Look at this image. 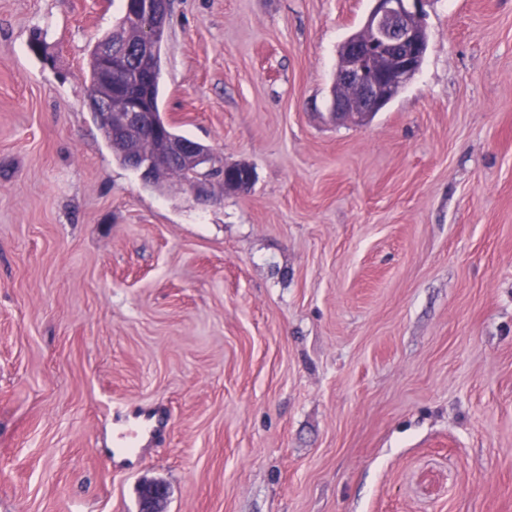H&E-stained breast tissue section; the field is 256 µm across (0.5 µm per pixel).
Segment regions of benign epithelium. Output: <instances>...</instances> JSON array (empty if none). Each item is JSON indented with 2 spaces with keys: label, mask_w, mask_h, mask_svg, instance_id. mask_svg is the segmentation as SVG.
<instances>
[{
  "label": "benign epithelium",
  "mask_w": 512,
  "mask_h": 512,
  "mask_svg": "<svg viewBox=\"0 0 512 512\" xmlns=\"http://www.w3.org/2000/svg\"><path fill=\"white\" fill-rule=\"evenodd\" d=\"M372 7L362 27L345 38L338 59L342 90L332 94V116L364 125L382 111L420 70L428 36L423 4L427 0H371ZM170 0H126L129 27L139 33L137 43L116 34L115 46L101 52V78L111 91L122 92L116 101L89 98L98 123L112 131V137L126 145L127 166L144 179L164 180L167 166L174 163L195 167L199 175L189 183L198 194L213 175L203 170L212 161L210 149L167 137L154 127L153 152L141 151L142 130L152 122L146 109L154 60L150 45L168 31ZM224 187L245 191L253 179L246 165H227L221 172ZM166 485L149 482L142 486L139 512H164Z\"/></svg>",
  "instance_id": "7a95c632"
}]
</instances>
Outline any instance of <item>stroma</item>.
Here are the masks:
<instances>
[{
	"instance_id": "obj_1",
	"label": "stroma",
	"mask_w": 512,
	"mask_h": 512,
	"mask_svg": "<svg viewBox=\"0 0 512 512\" xmlns=\"http://www.w3.org/2000/svg\"><path fill=\"white\" fill-rule=\"evenodd\" d=\"M123 0H0V512H512V0H428L331 115L370 0H173L159 107L246 191L159 190L87 105ZM170 427L113 463L112 417ZM370 1L362 27L341 44L342 90L332 94V116L357 125H365L409 84L428 48L427 0ZM166 485L149 482L142 486L140 493L139 512H164L163 506L167 499Z\"/></svg>"
}]
</instances>
